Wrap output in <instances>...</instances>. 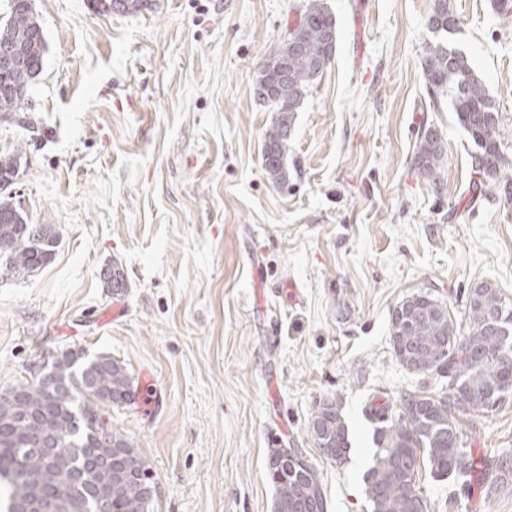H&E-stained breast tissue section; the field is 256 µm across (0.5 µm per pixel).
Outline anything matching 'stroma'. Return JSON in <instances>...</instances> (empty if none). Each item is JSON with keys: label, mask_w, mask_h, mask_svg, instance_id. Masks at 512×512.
Here are the masks:
<instances>
[{"label": "stroma", "mask_w": 512, "mask_h": 512, "mask_svg": "<svg viewBox=\"0 0 512 512\" xmlns=\"http://www.w3.org/2000/svg\"><path fill=\"white\" fill-rule=\"evenodd\" d=\"M324 2L336 51L277 186L262 166L275 114L254 85L308 0H149L137 13L34 0L45 62L29 105L0 120V152L22 147L14 204L58 239L28 277L0 259V391L70 349L149 375L152 414L108 413L149 463V512H273L275 442L318 469L327 512H370L367 412L421 383L392 355V307L429 288L460 320L482 281L512 300V198L472 195L474 142L450 106L424 108L434 0ZM448 6L512 158V18L494 0ZM426 129L448 143L437 187L413 163ZM114 263L116 299L100 280ZM331 396L349 427L342 464L307 431ZM465 428L476 455L512 451V395ZM420 487L428 512H512L510 481L489 498L427 472Z\"/></svg>", "instance_id": "obj_1"}]
</instances>
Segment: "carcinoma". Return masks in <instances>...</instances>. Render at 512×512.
<instances>
[{
	"label": "carcinoma",
	"mask_w": 512,
	"mask_h": 512,
	"mask_svg": "<svg viewBox=\"0 0 512 512\" xmlns=\"http://www.w3.org/2000/svg\"><path fill=\"white\" fill-rule=\"evenodd\" d=\"M17 40L43 31L31 0H13L7 18ZM427 25L434 39L425 46L422 77L429 89V108L440 111L449 100L458 122L471 136L477 152L471 168L473 187L487 196L495 189L512 193V160L498 142L499 113L468 57L448 40L457 20L447 0H435ZM336 22L323 0H308L301 19L287 30L274 52L276 59L262 68L263 79L280 87L262 103L276 117L266 130L263 168L274 184L288 182V137L295 114L315 78L329 65L336 44ZM45 36L29 44L23 65L9 79L24 94L0 98V114L9 116L28 104L34 78L43 70ZM447 143L442 133L425 130L415 152V168L424 179L440 184ZM57 233L49 224H0V256L9 258L10 271L24 277L38 268L41 257L52 255ZM111 294L126 287L122 269L112 265L103 281ZM390 343L395 359L407 372L442 380L436 392L405 391L396 405L382 403L371 410L376 428L373 464L364 476V494L371 512H426L420 490L422 463L433 476L451 479L461 487L474 474L486 471L467 442L460 418L499 408L512 393V302L498 288L480 283L469 289L464 322H456L448 307L431 292L408 294L390 313ZM50 370L56 385L21 381L17 396L0 398V483L8 490L7 512L24 499L33 512H148L139 474L148 463L133 443L116 432H105L103 406L121 407L132 398V379L109 355L88 357L68 351ZM308 429L321 454L342 463L350 451L347 425L336 400L327 398L312 412ZM32 482L9 479L17 459ZM275 487L274 512H327L319 472L306 455L297 452L286 469L267 468ZM488 488L512 477V457L496 459Z\"/></svg>",
	"instance_id": "obj_1"
}]
</instances>
